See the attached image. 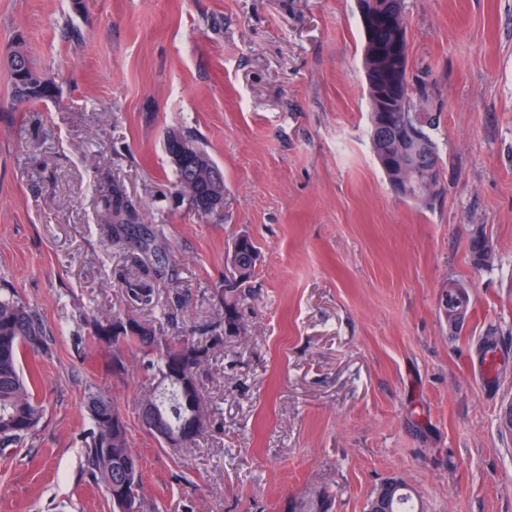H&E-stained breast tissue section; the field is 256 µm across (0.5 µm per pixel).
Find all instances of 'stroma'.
<instances>
[{
    "label": "stroma",
    "mask_w": 512,
    "mask_h": 512,
    "mask_svg": "<svg viewBox=\"0 0 512 512\" xmlns=\"http://www.w3.org/2000/svg\"><path fill=\"white\" fill-rule=\"evenodd\" d=\"M405 24L441 114L429 206L373 154L356 0H0V55L23 46L56 85L18 104L0 66V293L48 338L22 357L44 412L0 451V512H112L83 454L91 386L130 418L147 512H288L322 492L327 512H365L389 478L424 512H512V0H405ZM173 128L223 171V210L182 200ZM116 183L171 256L148 304L107 233ZM241 234L261 252L245 333L203 367L208 432L168 447L135 417L140 367L113 376L92 322L209 335ZM476 234L492 266H474ZM459 288L465 287L455 282H449L448 289H446L443 294L444 312L448 319V323L451 324L456 323L460 315L463 313L464 307L467 303L466 293L460 291Z\"/></svg>",
    "instance_id": "obj_1"
}]
</instances>
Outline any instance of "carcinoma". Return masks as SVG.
Masks as SVG:
<instances>
[{"label": "carcinoma", "mask_w": 512, "mask_h": 512, "mask_svg": "<svg viewBox=\"0 0 512 512\" xmlns=\"http://www.w3.org/2000/svg\"><path fill=\"white\" fill-rule=\"evenodd\" d=\"M404 10V2L368 0L367 8L376 20L378 35L390 36L395 21L391 6ZM8 70L15 100L35 102L55 96V86L34 67L24 49L17 45L3 59ZM363 65L368 81L371 108V142L374 155L387 175L389 183L401 185L400 195L428 205L436 196L441 171L428 176L427 154L439 156L431 131L440 125L441 113L428 106L429 94L422 80L410 82L408 52L399 62L380 57L370 41H364ZM422 124L427 144L425 153L416 150L407 139L406 125L411 120ZM166 152L174 167L175 187L186 198L191 209L200 215L211 214L224 207V183L213 179L220 167L208 153L183 132L168 131ZM104 211L112 238L134 243L143 259H154L153 278L164 275L166 255L154 232L142 224L139 211L123 189L115 185L104 199ZM474 265L483 268L492 262V251L482 238L470 244ZM259 250L247 239L224 272V316L208 338L163 336L141 322L129 318L112 319L97 339L112 345V374L128 371L125 350L140 351V368L156 382L142 405L154 408L156 419L168 432L175 434L193 420L201 429L184 437L190 445L202 436L210 424L209 404L202 391L201 367L212 350L224 340L245 333L241 306L251 297L250 281ZM467 303L466 293L455 282L448 283L443 294V308L448 322L455 323ZM47 340L37 314L13 295H0V447L24 444L43 415V405L35 394L37 373L24 371L21 351L34 353L46 349ZM86 409L90 435L85 442L86 461L106 486L113 512H140L139 489L141 469L139 457L131 448L128 420L113 399L98 390H89ZM377 493L391 501L392 512H422L412 505L408 489L380 487Z\"/></svg>", "instance_id": "obj_1"}]
</instances>
